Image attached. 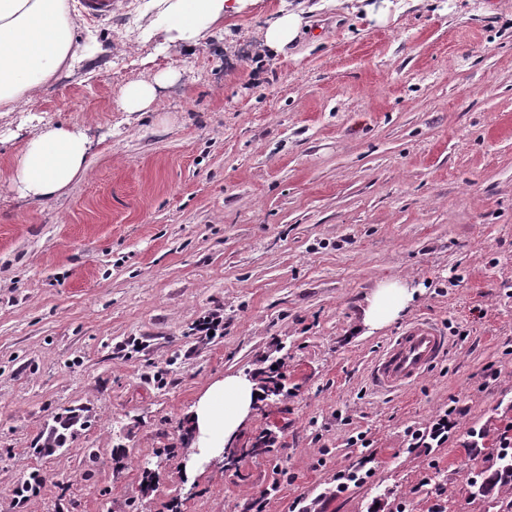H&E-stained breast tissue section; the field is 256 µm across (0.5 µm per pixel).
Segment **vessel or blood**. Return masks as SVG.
I'll use <instances>...</instances> for the list:
<instances>
[{"mask_svg": "<svg viewBox=\"0 0 512 512\" xmlns=\"http://www.w3.org/2000/svg\"><path fill=\"white\" fill-rule=\"evenodd\" d=\"M447 352V334L430 321L416 320L392 336L374 358L370 383L382 394L401 391L422 379Z\"/></svg>", "mask_w": 512, "mask_h": 512, "instance_id": "obj_1", "label": "vessel or blood"}]
</instances>
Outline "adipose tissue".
Returning <instances> with one entry per match:
<instances>
[{
	"mask_svg": "<svg viewBox=\"0 0 512 512\" xmlns=\"http://www.w3.org/2000/svg\"><path fill=\"white\" fill-rule=\"evenodd\" d=\"M242 0H138L135 8L143 39L158 52L173 47H202L210 31L224 23V13L239 10ZM72 0H0V112L16 111L34 102L63 67L77 60ZM174 71L129 84L123 111H148L159 88L173 82ZM92 142L80 128L47 124L26 138L10 167V181L20 196L43 202L66 192L83 178L91 164ZM414 289L407 281H381L366 300L362 322L379 330L408 308ZM247 377L227 375L210 383L191 406L193 434L183 467L186 481H195L210 461L221 455L227 438L250 414L257 398Z\"/></svg>",
	"mask_w": 512,
	"mask_h": 512,
	"instance_id": "1",
	"label": "adipose tissue"
}]
</instances>
